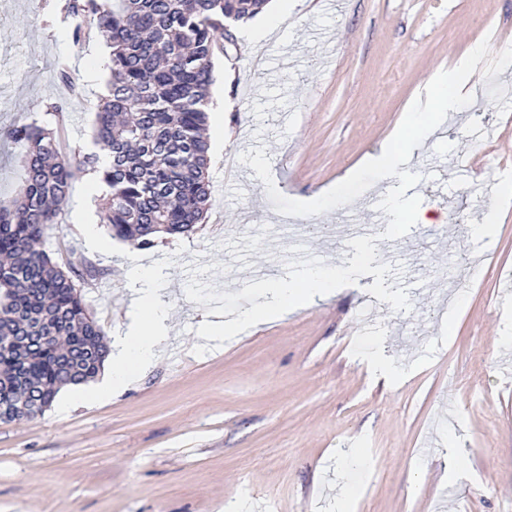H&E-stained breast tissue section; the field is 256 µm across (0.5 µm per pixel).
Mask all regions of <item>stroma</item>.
Instances as JSON below:
<instances>
[{"instance_id":"1","label":"stroma","mask_w":512,"mask_h":512,"mask_svg":"<svg viewBox=\"0 0 512 512\" xmlns=\"http://www.w3.org/2000/svg\"><path fill=\"white\" fill-rule=\"evenodd\" d=\"M66 0H0V197L24 178L20 117L53 127L62 153L89 152L109 50L74 45ZM512 0H294L257 41L235 36L215 61L211 102L230 101L210 143L205 223L147 250L112 240L93 252L102 195L85 177L48 225L53 259L100 271L82 295L105 336L124 335L152 263L175 332L156 363L99 403L0 420V512H512ZM484 58L455 115L382 178L362 161L472 45ZM83 86L73 98L54 63ZM238 176L224 177V158ZM355 181L346 175L353 168ZM409 207L434 221L353 239L349 221L382 225ZM493 216V238L473 225ZM333 264L346 285L241 333L202 341L206 317L257 301L262 272L294 277ZM380 352L398 381L374 378ZM470 458L455 484L453 450Z\"/></svg>"}]
</instances>
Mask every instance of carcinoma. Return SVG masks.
I'll list each match as a JSON object with an SVG mask.
<instances>
[{
    "mask_svg": "<svg viewBox=\"0 0 512 512\" xmlns=\"http://www.w3.org/2000/svg\"><path fill=\"white\" fill-rule=\"evenodd\" d=\"M267 0H67L82 22L72 31L83 46L102 36L110 48L107 95L96 113V151L65 157L56 129L18 119L11 139L27 145L25 178L0 199V403L29 417L65 386L94 378L109 354L87 313L81 288L98 269L83 256L61 265L39 248L44 229L70 199L73 181L101 173L108 198L101 222L112 237L150 249L162 234L185 235L203 223L210 197L204 136L214 62L229 33ZM59 81L76 97L69 66Z\"/></svg>",
    "mask_w": 512,
    "mask_h": 512,
    "instance_id": "obj_1",
    "label": "carcinoma"
}]
</instances>
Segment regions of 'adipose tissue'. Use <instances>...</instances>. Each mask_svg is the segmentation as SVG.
I'll return each instance as SVG.
<instances>
[{"instance_id": "adipose-tissue-1", "label": "adipose tissue", "mask_w": 512, "mask_h": 512, "mask_svg": "<svg viewBox=\"0 0 512 512\" xmlns=\"http://www.w3.org/2000/svg\"><path fill=\"white\" fill-rule=\"evenodd\" d=\"M481 58V46H473L453 70L436 78L427 92L429 111L408 113L392 136L382 143L378 153L367 157V164L378 168L382 175H390L409 151L422 144L435 129L442 112L456 104L459 87ZM136 275L141 283L133 301L137 316L127 336L113 341L102 382L94 388L78 390V397L100 399L113 389L128 384L136 373L149 369L155 363L169 335L172 327L170 307L152 286L155 277L153 265H138ZM343 281L340 269L328 266L307 272L295 280L258 282L257 288L266 298L264 305L240 312L234 320L207 324L201 333L205 336L236 335L244 326L256 325L308 306Z\"/></svg>"}]
</instances>
